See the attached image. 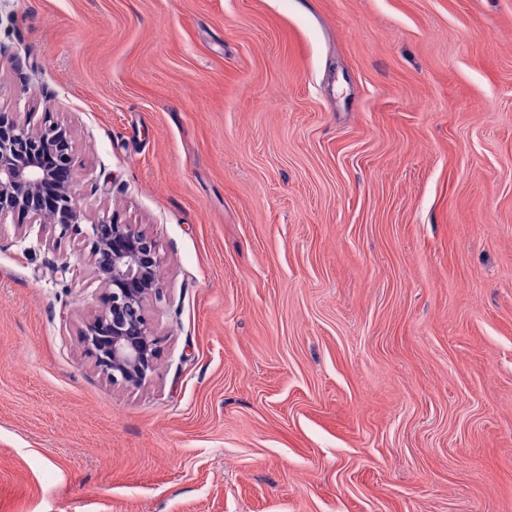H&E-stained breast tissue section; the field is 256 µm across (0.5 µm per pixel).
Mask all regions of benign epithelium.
<instances>
[{
    "instance_id": "benign-epithelium-1",
    "label": "benign epithelium",
    "mask_w": 512,
    "mask_h": 512,
    "mask_svg": "<svg viewBox=\"0 0 512 512\" xmlns=\"http://www.w3.org/2000/svg\"><path fill=\"white\" fill-rule=\"evenodd\" d=\"M74 185L70 129L55 122L35 128L0 108V223L28 218L49 225L59 240L83 242L103 288L102 308L79 328L84 352L110 382L140 387L161 352L144 314L146 302L161 297L158 244L107 214L85 223Z\"/></svg>"
}]
</instances>
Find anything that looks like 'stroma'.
I'll list each match as a JSON object with an SVG mask.
<instances>
[{
    "label": "stroma",
    "instance_id": "stroma-1",
    "mask_svg": "<svg viewBox=\"0 0 512 512\" xmlns=\"http://www.w3.org/2000/svg\"><path fill=\"white\" fill-rule=\"evenodd\" d=\"M0 44L163 290L112 384L87 250L0 227V512H512V0H0Z\"/></svg>",
    "mask_w": 512,
    "mask_h": 512
}]
</instances>
